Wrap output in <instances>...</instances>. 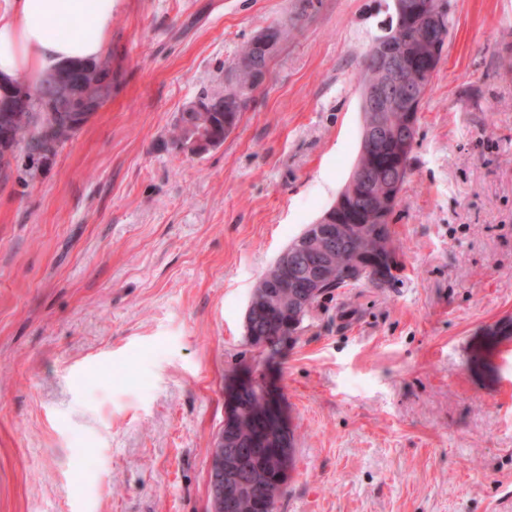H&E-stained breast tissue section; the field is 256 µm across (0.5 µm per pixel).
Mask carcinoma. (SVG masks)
<instances>
[{"mask_svg":"<svg viewBox=\"0 0 512 512\" xmlns=\"http://www.w3.org/2000/svg\"><path fill=\"white\" fill-rule=\"evenodd\" d=\"M451 20L449 13H433L424 11L412 23H397L394 11L382 22L380 33L374 40L393 39L401 43L403 56L408 66H417L416 73L410 80L429 88L434 73L421 67L422 57L428 47L424 39L431 36L435 39H448ZM264 52L245 43L233 69L232 85L225 87L224 96L211 98L204 112H182L177 118L173 130V141L180 146L194 135H199L205 142L221 146L237 127L243 112L253 100L251 94L245 92L246 86L253 84V73L249 65H264ZM86 70L99 74L97 80V96L99 101L93 106L102 108L112 98V68L101 61L81 64ZM23 114L15 126V143L25 142L30 150L46 155L55 151L56 147L68 141L75 130L57 120L56 104L43 93V84H38L35 93L29 95L28 103L22 108ZM402 104L398 103L388 112L380 113V119L386 123L390 131L389 140L362 141L357 165L367 167L371 163L370 155L382 154L386 167L378 171V179L384 186L391 184V178L399 179L396 192L404 191L411 175L410 155L412 148L402 152L396 164H389V157L394 154L392 144L403 141ZM380 199L369 200L358 197L350 203L351 209L342 213L341 229L338 231L336 246L329 251V258L336 265L346 268L352 260L359 256L364 262L366 274L354 278L347 275L336 284L328 286L322 295L333 293L338 288H347L359 284L384 289L393 287L397 277L390 273V263L394 261L402 245L394 238L389 224L382 223L377 217ZM307 227L303 233L294 238L288 245L292 257V268L276 277L278 287L267 291L266 278L273 268L259 278L254 285L255 303L250 317L248 329L256 337L255 344L261 346L259 356L266 361L273 360L280 354L284 343L297 342L304 329V322L311 311L319 303L320 297L306 302L309 292L308 278L304 276L308 260L322 253L321 240L313 237ZM260 408L259 400L254 396L245 399L241 406V415L235 425L224 429V447L242 452L244 465L256 473V478L244 490V507L234 512H279V502L284 494L288 480L278 476L277 471L264 467L262 451L249 446L253 435L252 423L249 418L251 411Z\"/></svg>","mask_w":512,"mask_h":512,"instance_id":"1","label":"carcinoma"}]
</instances>
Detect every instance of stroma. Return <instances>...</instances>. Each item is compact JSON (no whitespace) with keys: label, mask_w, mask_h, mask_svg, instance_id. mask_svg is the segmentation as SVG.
Here are the masks:
<instances>
[{"label":"stroma","mask_w":512,"mask_h":512,"mask_svg":"<svg viewBox=\"0 0 512 512\" xmlns=\"http://www.w3.org/2000/svg\"><path fill=\"white\" fill-rule=\"evenodd\" d=\"M388 0H117L112 99L0 179V512H207L224 387L268 372L280 512H512V0H449L394 287L321 298L263 364L251 288L335 202ZM284 38L223 145L172 125L243 44Z\"/></svg>","instance_id":"stroma-1"}]
</instances>
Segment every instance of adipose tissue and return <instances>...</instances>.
<instances>
[{
  "label": "adipose tissue",
  "mask_w": 512,
  "mask_h": 512,
  "mask_svg": "<svg viewBox=\"0 0 512 512\" xmlns=\"http://www.w3.org/2000/svg\"><path fill=\"white\" fill-rule=\"evenodd\" d=\"M115 0H12L0 15V83L105 52Z\"/></svg>",
  "instance_id": "obj_1"
}]
</instances>
